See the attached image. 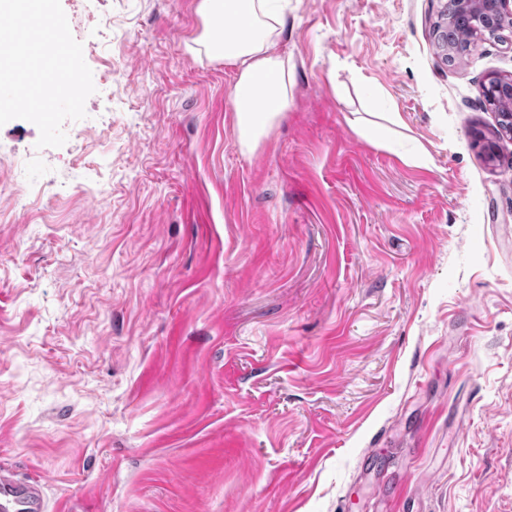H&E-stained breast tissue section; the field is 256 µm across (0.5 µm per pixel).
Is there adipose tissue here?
<instances>
[{
	"label": "adipose tissue",
	"instance_id": "adipose-tissue-1",
	"mask_svg": "<svg viewBox=\"0 0 512 512\" xmlns=\"http://www.w3.org/2000/svg\"><path fill=\"white\" fill-rule=\"evenodd\" d=\"M281 0H200L197 38L211 58L236 70L234 126L254 149L291 105L292 68L278 49Z\"/></svg>",
	"mask_w": 512,
	"mask_h": 512
}]
</instances>
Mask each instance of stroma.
<instances>
[{"mask_svg":"<svg viewBox=\"0 0 512 512\" xmlns=\"http://www.w3.org/2000/svg\"><path fill=\"white\" fill-rule=\"evenodd\" d=\"M199 2L61 0L86 116L0 126V468L49 512H512V28L449 63L445 0H288L247 152ZM488 85L483 88L482 92H484L485 100L487 103L494 104V111L497 112L499 118V125L502 128H506L509 124L508 116L506 115L508 112L511 113V125H512V108L505 105L498 106V100L505 96L507 93L509 96H512V84L509 82V85L505 87L502 83H499L498 76L489 77Z\"/></svg>","mask_w":512,"mask_h":512,"instance_id":"obj_1","label":"stroma"}]
</instances>
